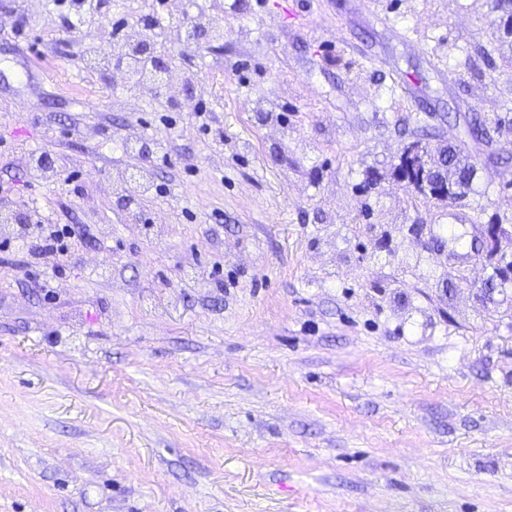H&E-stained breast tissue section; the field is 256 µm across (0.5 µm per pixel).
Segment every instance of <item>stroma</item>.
Returning <instances> with one entry per match:
<instances>
[{
	"label": "stroma",
	"mask_w": 512,
	"mask_h": 512,
	"mask_svg": "<svg viewBox=\"0 0 512 512\" xmlns=\"http://www.w3.org/2000/svg\"><path fill=\"white\" fill-rule=\"evenodd\" d=\"M491 6L109 0L70 29L0 0V211L84 229L55 277L0 222V512H512ZM202 10L224 37L192 48ZM151 15L180 68L145 91L111 33ZM417 139L468 156V198L416 201Z\"/></svg>",
	"instance_id": "1"
}]
</instances>
